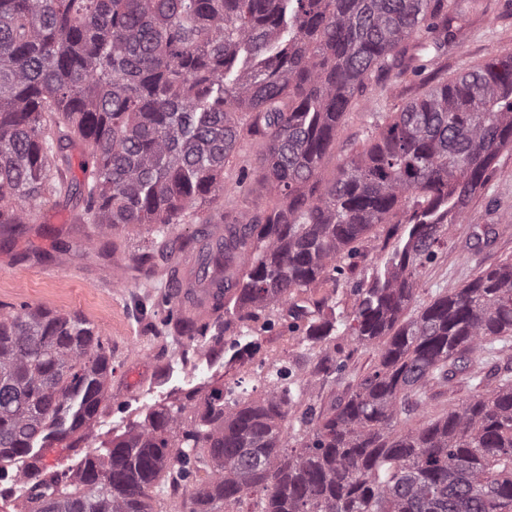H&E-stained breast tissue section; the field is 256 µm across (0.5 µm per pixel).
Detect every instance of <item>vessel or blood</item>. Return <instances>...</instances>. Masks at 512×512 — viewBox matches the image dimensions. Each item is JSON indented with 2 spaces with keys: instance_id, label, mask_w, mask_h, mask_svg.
I'll return each instance as SVG.
<instances>
[{
  "instance_id": "1",
  "label": "vessel or blood",
  "mask_w": 512,
  "mask_h": 512,
  "mask_svg": "<svg viewBox=\"0 0 512 512\" xmlns=\"http://www.w3.org/2000/svg\"><path fill=\"white\" fill-rule=\"evenodd\" d=\"M193 267L194 260L189 257L171 265L168 271L181 317L203 320L219 316L223 307L216 299V289L198 284L192 273Z\"/></svg>"
}]
</instances>
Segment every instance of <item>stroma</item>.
I'll use <instances>...</instances> for the list:
<instances>
[{"instance_id": "1", "label": "stroma", "mask_w": 512, "mask_h": 512, "mask_svg": "<svg viewBox=\"0 0 512 512\" xmlns=\"http://www.w3.org/2000/svg\"><path fill=\"white\" fill-rule=\"evenodd\" d=\"M510 52L512 0H479L467 26L449 41L439 67L449 77ZM420 91L418 81L410 77L371 82L366 98L352 104L329 145L321 163V182L337 176L393 105ZM407 219L406 209L396 210L391 223L362 240L348 277L327 279L308 289L301 298L302 316L287 319L282 308H266L253 321L254 333L247 339L228 309L218 320L200 325L196 336L181 335L168 318L165 271L184 243L201 241L200 225H168L160 241L145 225L100 238L92 226L79 223L73 203L52 198L38 205L22 232L0 236V303H28L80 315L94 326L112 356L109 400L68 442L36 449L40 466L76 467L88 451L110 444L157 406L190 395L200 399L215 387L258 397L259 364H284L291 372L300 400L288 415L289 423H296L307 406L328 410L373 367L380 347L360 345L343 334L312 346L305 332L318 306H328L341 317L352 314L358 289L373 282L387 251L406 237ZM446 236L447 247L422 276L416 306L462 287L478 267L512 257V149L500 154L485 192L470 202L462 221L447 225ZM148 251L154 252L155 260L146 270L136 258ZM328 358L342 366L329 377L320 370ZM505 374L512 375V346L490 360L431 381L421 410L431 418L441 416L450 404L492 388Z\"/></svg>"}]
</instances>
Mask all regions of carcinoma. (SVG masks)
I'll return each instance as SVG.
<instances>
[{
  "label": "carcinoma",
  "mask_w": 512,
  "mask_h": 512,
  "mask_svg": "<svg viewBox=\"0 0 512 512\" xmlns=\"http://www.w3.org/2000/svg\"><path fill=\"white\" fill-rule=\"evenodd\" d=\"M464 21L452 0H0V233L47 195L74 197L98 229L224 225L198 251L249 321L352 270L358 245L409 205L404 243L344 320L319 312L307 338L382 344L328 412L289 434L291 389L218 387L161 405L76 470L30 465L0 489L20 512H156L175 472L180 512H512V378L412 421L428 382L512 343V258L405 312L421 276L512 147V54L453 77L435 68ZM425 87L319 185L325 150L371 77ZM262 139L236 188L276 201L234 214L224 166ZM80 150L83 179L70 176ZM112 360L86 319L0 304V463L65 440L108 398Z\"/></svg>",
  "instance_id": "obj_1"
}]
</instances>
